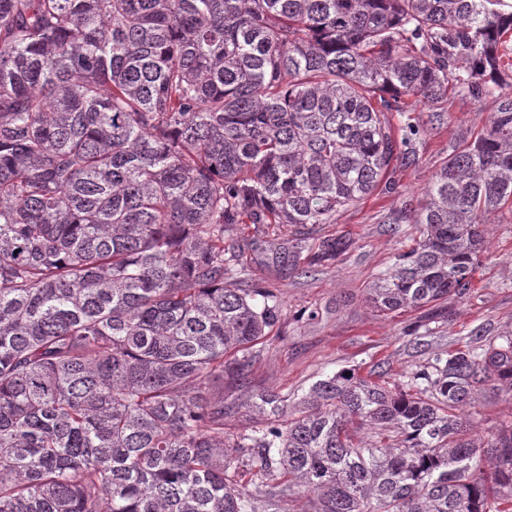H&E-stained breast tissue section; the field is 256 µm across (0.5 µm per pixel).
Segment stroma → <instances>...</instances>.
Wrapping results in <instances>:
<instances>
[{
    "label": "stroma",
    "mask_w": 512,
    "mask_h": 512,
    "mask_svg": "<svg viewBox=\"0 0 512 512\" xmlns=\"http://www.w3.org/2000/svg\"><path fill=\"white\" fill-rule=\"evenodd\" d=\"M421 126L417 158L386 177V190L340 211L332 224L238 225L224 236L237 245L248 279H259L282 301L280 331L271 333L253 360L250 383L296 399L323 376L343 369L376 371L395 384L434 354L487 344L512 336V205L485 227L486 250L464 295L431 307L383 314L366 300V286L383 274L397 253L420 235L417 224H391L400 209H420L423 191L462 135L484 129L495 109L492 100H451L441 114L408 100ZM333 238L343 249L335 262L309 267L308 253L276 258L279 247L301 240ZM419 324L418 337L405 335ZM477 433L512 426V398L492 390L480 393L469 409Z\"/></svg>",
    "instance_id": "stroma-1"
}]
</instances>
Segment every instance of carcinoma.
I'll use <instances>...</instances> for the list:
<instances>
[{
	"label": "carcinoma",
	"instance_id": "carcinoma-1",
	"mask_svg": "<svg viewBox=\"0 0 512 512\" xmlns=\"http://www.w3.org/2000/svg\"><path fill=\"white\" fill-rule=\"evenodd\" d=\"M511 41L512 0H0V512H512V428L464 416L512 395V336L292 406L247 382L282 304L224 247L414 162L406 100L492 98L366 288L383 314L465 294L512 204ZM467 417L480 436L512 425V398L503 393L487 390L477 395L474 405L467 409Z\"/></svg>",
	"mask_w": 512,
	"mask_h": 512
}]
</instances>
